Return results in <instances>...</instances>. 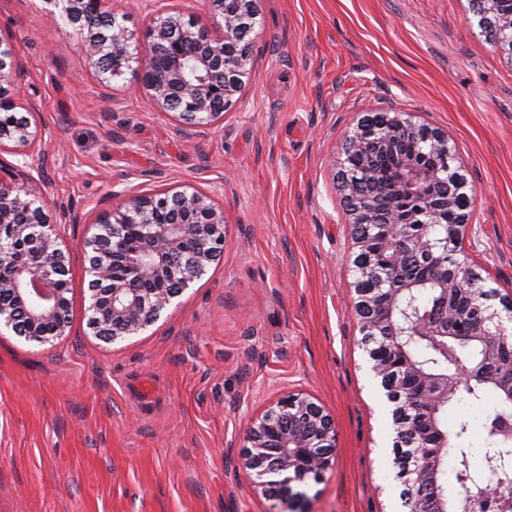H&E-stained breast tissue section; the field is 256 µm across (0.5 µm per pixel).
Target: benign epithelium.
Instances as JSON below:
<instances>
[{"label": "benign epithelium", "instance_id": "obj_1", "mask_svg": "<svg viewBox=\"0 0 512 512\" xmlns=\"http://www.w3.org/2000/svg\"><path fill=\"white\" fill-rule=\"evenodd\" d=\"M60 16L84 34L87 58L103 96L112 80L136 63L141 84L154 105L171 115L178 131L190 138L232 108L251 73V43H241L257 18L256 0H208L209 16L184 20L164 7L167 0H141L150 20L149 43L132 50V33L112 11V0H47ZM476 13L481 33L494 37L512 59V10L498 0H480ZM22 67L13 42L0 35V151L21 160L17 176L28 183L45 180L44 168L28 162L42 155L43 133L32 127L21 106L17 80ZM412 140L417 149L389 170L387 191L402 206L378 208L371 196L358 198L356 187L373 172L364 158L385 154ZM338 180L348 203L353 233L351 263L355 280L349 307L360 324V343L370 370L391 406L393 450L400 462L398 479L422 486L428 496L422 512H449L448 500L435 490L448 447V434L436 415L463 390L490 384L512 401V340L504 336L503 317L487 305L458 313L455 301L478 276L466 260L449 266L440 255H458L476 191L461 166L448 134L393 112L383 124L367 115L345 132ZM441 243L426 237L424 224H447ZM47 202L0 180V242L34 247L35 258L13 265L0 277V326L41 344L62 336L71 321L69 252L61 247ZM224 207L199 189L127 193L100 213L82 240L89 276L87 326L106 343L137 335L157 322L177 299L224 256ZM433 286L431 309L412 317L408 297ZM427 336L477 345L481 356L440 371L418 362L404 337ZM250 448L237 470L280 504L281 512H308L303 488L321 482L333 466L336 427L325 409L305 393H292L268 404L246 424Z\"/></svg>", "mask_w": 512, "mask_h": 512}]
</instances>
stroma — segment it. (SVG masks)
<instances>
[{"instance_id":"1","label":"stroma","mask_w":512,"mask_h":512,"mask_svg":"<svg viewBox=\"0 0 512 512\" xmlns=\"http://www.w3.org/2000/svg\"><path fill=\"white\" fill-rule=\"evenodd\" d=\"M251 79L223 124L182 138L135 70L102 96L77 27L0 0L71 253V328L0 331V512H271L234 465L246 422L302 391L336 422L311 512H405L394 431L348 303L352 226L334 156L366 114L447 131L477 191L462 244L494 307L512 302V63L468 0H259ZM193 185L226 217L222 262L139 335L85 317L81 240L115 196ZM79 223L65 222L59 206Z\"/></svg>"}]
</instances>
